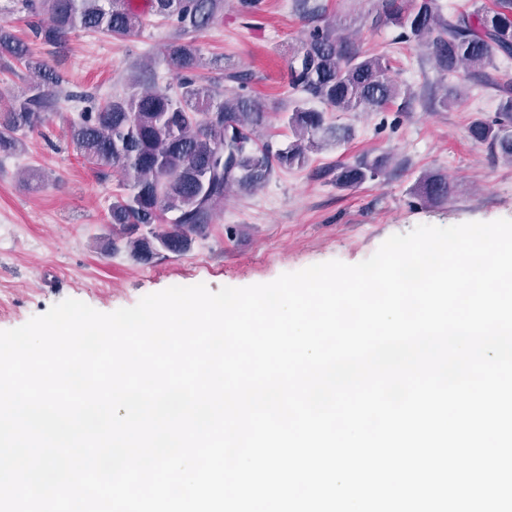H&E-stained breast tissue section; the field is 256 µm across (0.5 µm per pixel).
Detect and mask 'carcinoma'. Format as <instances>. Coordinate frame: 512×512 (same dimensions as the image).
<instances>
[{
	"label": "carcinoma",
	"mask_w": 512,
	"mask_h": 512,
	"mask_svg": "<svg viewBox=\"0 0 512 512\" xmlns=\"http://www.w3.org/2000/svg\"><path fill=\"white\" fill-rule=\"evenodd\" d=\"M28 17L32 38L62 43L73 30L103 32L124 39L144 25L128 0H18ZM224 0H151V14L172 29L166 46L176 82L164 87L151 79L132 80L121 95L80 114L70 126L73 144L92 164L120 171L129 193L115 198L109 223L120 234L111 248L139 261L162 251L190 250L196 237L213 223L215 206L235 187L251 192L265 185L275 169L302 166L308 153L348 136L346 128L326 122L325 113L306 108L318 101L335 112H375L391 103L400 85L388 76L389 65L362 55L326 24L313 29L298 61L290 64L292 99L281 111L295 141L284 149L259 142L270 112L246 92V75L222 62L207 60L187 35L208 28ZM388 21L402 29L405 40H428L432 58L443 73L461 67L472 75L512 59V0H494L448 18L436 0H381L372 23ZM0 55L24 63L33 74L26 90L0 111V154L20 150L22 135L41 126L58 111L55 93L63 78L48 63L33 60L29 43L0 25ZM218 72L206 79L204 68ZM471 136L512 161V85L502 89L498 117L475 120ZM382 158L336 166V186L353 187L378 179ZM420 190L427 201L448 196V180L425 176ZM146 228L147 233L139 230Z\"/></svg>",
	"instance_id": "1"
}]
</instances>
